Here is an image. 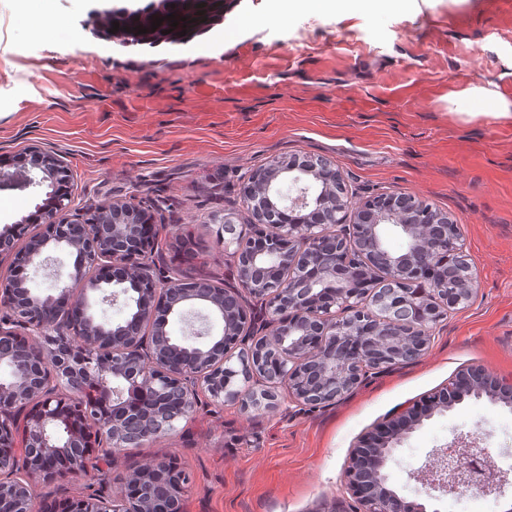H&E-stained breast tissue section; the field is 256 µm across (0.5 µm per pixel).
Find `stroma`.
I'll return each mask as SVG.
<instances>
[{
  "instance_id": "obj_1",
  "label": "stroma",
  "mask_w": 512,
  "mask_h": 512,
  "mask_svg": "<svg viewBox=\"0 0 512 512\" xmlns=\"http://www.w3.org/2000/svg\"><path fill=\"white\" fill-rule=\"evenodd\" d=\"M237 0L202 45L126 47L101 34L103 0L19 13L0 0V156L65 157L70 214L122 199L163 226L156 263L187 280L232 283L219 238L240 186L284 156L323 157L355 200L399 191L459 224L476 290L414 361L370 371L339 403L246 413L201 397L176 430L112 458L88 484L120 495L159 456L190 477L184 512H359L344 478L375 425L477 366L512 380V118L460 115L448 100L485 86L512 100V0H415L402 13L272 14ZM478 442L500 467L491 497L512 505V410L467 399L417 429L389 478L405 499L443 444Z\"/></svg>"
}]
</instances>
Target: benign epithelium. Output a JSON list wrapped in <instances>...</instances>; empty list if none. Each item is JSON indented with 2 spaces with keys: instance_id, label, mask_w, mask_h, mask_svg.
I'll use <instances>...</instances> for the list:
<instances>
[{
  "instance_id": "1",
  "label": "benign epithelium",
  "mask_w": 512,
  "mask_h": 512,
  "mask_svg": "<svg viewBox=\"0 0 512 512\" xmlns=\"http://www.w3.org/2000/svg\"><path fill=\"white\" fill-rule=\"evenodd\" d=\"M63 156L21 157L0 170V189L46 185L42 231L21 248L28 219L0 229V512H48L33 489L87 478L92 452L114 455L175 430L203 392L243 411H272L276 389L307 406L345 398L374 366L387 370L427 349L430 331L475 288L468 262L448 287V255H463L459 225L423 200L400 192L353 202L340 173L321 158L281 157L251 173L241 188L256 227L247 239L224 215L221 243L237 285L192 283L157 267L154 217L114 200L70 219L62 190ZM339 230L329 233L325 225ZM395 228L404 246L386 240ZM65 252L73 258L63 284L29 288L23 274ZM123 305L108 321L92 311L89 292ZM180 318L191 338L168 330ZM237 354H231L232 349ZM512 407V382L470 368L448 387L378 424L353 449L345 470L361 512H438L408 501L389 484L395 449L420 425L466 398ZM417 472L427 490L452 493L467 471L434 453ZM189 476L166 458L124 478L125 494L77 497L70 512H183Z\"/></svg>"
}]
</instances>
